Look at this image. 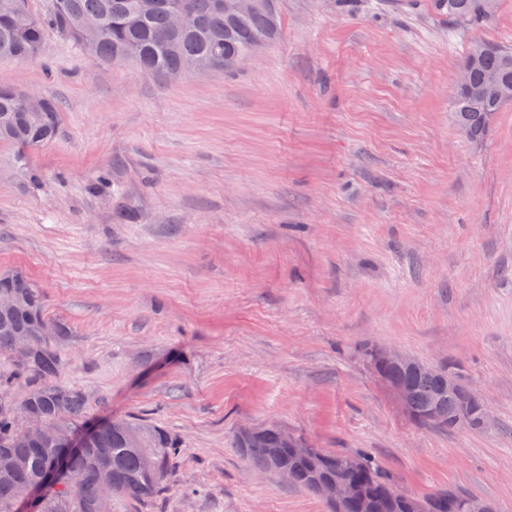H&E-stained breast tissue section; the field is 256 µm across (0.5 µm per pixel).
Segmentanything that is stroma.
<instances>
[{
  "mask_svg": "<svg viewBox=\"0 0 512 512\" xmlns=\"http://www.w3.org/2000/svg\"><path fill=\"white\" fill-rule=\"evenodd\" d=\"M278 38L180 80L103 63L57 32L0 86L55 100L59 131L0 144V271L68 328L63 384L90 419L182 444L159 497L112 512H328L235 448L277 425L370 451L400 489L512 512V104L465 138L471 44L512 46L434 0H277ZM459 364L492 424L410 420L368 347Z\"/></svg>",
  "mask_w": 512,
  "mask_h": 512,
  "instance_id": "stroma-1",
  "label": "stroma"
}]
</instances>
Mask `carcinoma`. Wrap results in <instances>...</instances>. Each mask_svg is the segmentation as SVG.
<instances>
[{
  "mask_svg": "<svg viewBox=\"0 0 512 512\" xmlns=\"http://www.w3.org/2000/svg\"><path fill=\"white\" fill-rule=\"evenodd\" d=\"M181 0H162V4L143 10L144 0H49L44 15L33 13L29 0H0V59L28 58L36 54L47 31L55 30L73 42L83 44L84 22L97 23L96 39L88 53L110 63L131 60L143 71L165 75L172 71L186 74L222 69L239 58L260 49L253 37L265 36L270 43L279 34L280 21L274 0H261L259 8L246 16L224 12V0H190L193 5L183 28L171 26L170 14ZM483 0H435L448 17L474 24L488 23L494 13L481 8ZM482 61L477 66L464 57L460 70L466 84L483 86L491 74L512 82V49L487 42L480 43ZM456 125L466 124L463 134L472 141L483 139L491 126L485 120L496 115L508 102L496 89L487 90L482 102L475 103L461 88L452 100ZM40 116L32 114L21 90L0 86V142L20 148L38 146L58 133V106L50 98H41ZM10 294L22 303L9 315L0 317V355L13 357L16 337L28 332L35 320H45L41 289L21 273L5 277L0 272V295ZM68 335L65 327L44 339L29 364L12 362V373L0 376V387L14 384L25 388L21 399L0 401V455L19 459L18 467L0 472V512H17L18 502L28 490L39 488L41 498L33 512H110L112 498L148 500L166 489V480L180 453V442L165 428L144 419L126 420L138 430L141 441L134 447L125 437L99 427L86 415V396L78 388L57 383L66 360L61 341ZM460 373L455 365L441 367L428 374L417 368H392V382L408 389V403L414 421L426 425L425 415L435 405L443 415L454 416V397L442 391L443 374ZM35 410L43 422L56 431L51 439L36 438L32 443L21 435L18 417ZM279 428L258 429L259 438H234L251 465L260 471L288 473V484L316 494V482L342 473L355 490L353 501L343 512H406L404 505L412 495L401 491L379 462L367 451H357L360 469L347 472L342 464L349 454L318 450L311 460L295 456L284 448L274 462L267 448ZM76 437L80 448L66 447ZM466 491L438 489L421 495L429 512H458L456 505Z\"/></svg>",
  "mask_w": 512,
  "mask_h": 512,
  "instance_id": "obj_1",
  "label": "carcinoma"
}]
</instances>
